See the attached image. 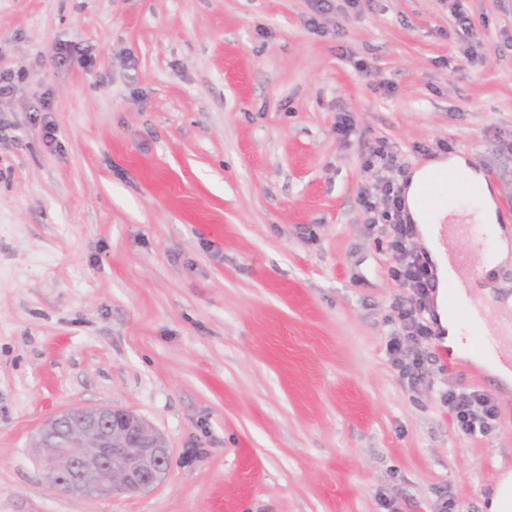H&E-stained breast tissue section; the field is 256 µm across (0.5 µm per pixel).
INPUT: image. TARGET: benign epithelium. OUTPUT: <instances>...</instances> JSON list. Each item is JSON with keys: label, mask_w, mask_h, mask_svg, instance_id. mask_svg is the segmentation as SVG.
I'll return each mask as SVG.
<instances>
[{"label": "benign epithelium", "mask_w": 512, "mask_h": 512, "mask_svg": "<svg viewBox=\"0 0 512 512\" xmlns=\"http://www.w3.org/2000/svg\"><path fill=\"white\" fill-rule=\"evenodd\" d=\"M35 446L49 485L86 498L148 490L162 480L171 462L158 431L111 406L54 415L40 426Z\"/></svg>", "instance_id": "1"}]
</instances>
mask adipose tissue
I'll return each mask as SVG.
<instances>
[{"mask_svg":"<svg viewBox=\"0 0 512 512\" xmlns=\"http://www.w3.org/2000/svg\"><path fill=\"white\" fill-rule=\"evenodd\" d=\"M458 171L464 173L467 179L468 194L474 201V207L470 212L472 223L485 226L497 240L499 261L503 262L512 257V232L503 228L498 222V206L494 190L483 173L468 166L465 159L459 156L432 161L413 174L405 194V203L412 220L422 226L425 244L436 266V275L442 282L454 279L455 274L451 267V259L446 255L441 243L438 226L453 221L457 214V207L454 202L445 200L437 208H428L421 202L419 191L423 185L431 183L433 178ZM437 315L443 344L452 354L484 365L504 387H512L511 367H508L499 358L484 357L466 346L462 341L460 322L455 315L449 313L445 305H438Z\"/></svg>","mask_w":512,"mask_h":512,"instance_id":"1","label":"adipose tissue"}]
</instances>
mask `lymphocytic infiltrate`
Segmentation results:
<instances>
[{
    "mask_svg": "<svg viewBox=\"0 0 512 512\" xmlns=\"http://www.w3.org/2000/svg\"><path fill=\"white\" fill-rule=\"evenodd\" d=\"M394 161V155L385 148L371 153L365 166L375 170L381 193L377 196L364 194L362 203L369 229L378 228L390 235L391 247L397 258L395 266L390 269V276L408 291L407 297L401 298L394 306L397 319L388 336L386 350L400 377L414 385L425 375L424 358L419 347L434 338L432 328L422 315L430 307L435 284L432 269L423 253L409 246L413 227L403 219L401 191L385 177ZM442 400L454 413L462 434H485L495 428L498 406L489 395L476 390L459 392L451 389L443 393Z\"/></svg>",
    "mask_w": 512,
    "mask_h": 512,
    "instance_id": "obj_1",
    "label": "lymphocytic infiltrate"
}]
</instances>
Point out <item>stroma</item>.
<instances>
[{"label": "stroma", "instance_id": "35a3bbf8", "mask_svg": "<svg viewBox=\"0 0 512 512\" xmlns=\"http://www.w3.org/2000/svg\"><path fill=\"white\" fill-rule=\"evenodd\" d=\"M313 13L0 0V512H486L512 471V405L467 436L441 400L493 376L435 341L420 385L392 365L396 258L360 202L380 145L401 187L459 154L512 224V0ZM71 41L89 66L59 64ZM101 405L164 435L154 489L46 483L40 423Z\"/></svg>", "mask_w": 512, "mask_h": 512}]
</instances>
